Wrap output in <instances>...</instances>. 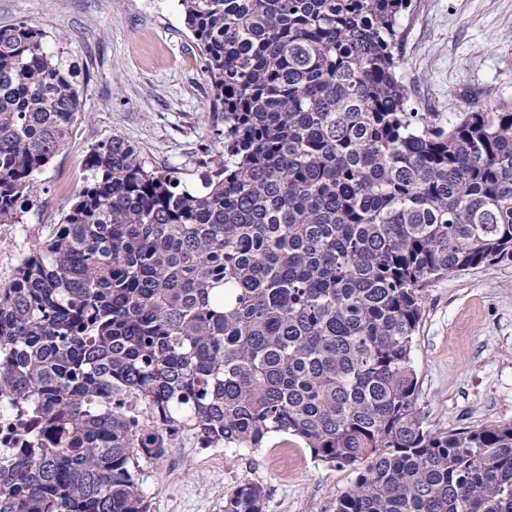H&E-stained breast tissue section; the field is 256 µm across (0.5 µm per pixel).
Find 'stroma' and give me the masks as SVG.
I'll return each mask as SVG.
<instances>
[{
  "instance_id": "stroma-1",
  "label": "stroma",
  "mask_w": 512,
  "mask_h": 512,
  "mask_svg": "<svg viewBox=\"0 0 512 512\" xmlns=\"http://www.w3.org/2000/svg\"><path fill=\"white\" fill-rule=\"evenodd\" d=\"M37 24L70 65L81 110L65 149L40 174L19 223L0 226V284L49 239L85 185L87 153L119 136L151 165L198 183L222 152L214 93L177 0H0V26ZM400 71L408 107L438 122L472 106L512 102V0H412L402 18ZM424 424L455 430L512 421V262L453 272L425 290L413 351ZM287 458L272 445L202 448L181 435L137 478L150 512H224L246 482L264 512H333L352 469L316 461L298 438Z\"/></svg>"
}]
</instances>
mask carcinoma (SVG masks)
Instances as JSON below:
<instances>
[{"instance_id": "obj_1", "label": "carcinoma", "mask_w": 512, "mask_h": 512, "mask_svg": "<svg viewBox=\"0 0 512 512\" xmlns=\"http://www.w3.org/2000/svg\"><path fill=\"white\" fill-rule=\"evenodd\" d=\"M224 153L188 187L114 136L0 286V512H149L139 460L300 439L334 512H512V421L432 430L424 291L512 259V105L407 108L410 0H179ZM81 110L34 24L0 27V223ZM134 393L140 421L115 403ZM246 482L224 512H263Z\"/></svg>"}]
</instances>
